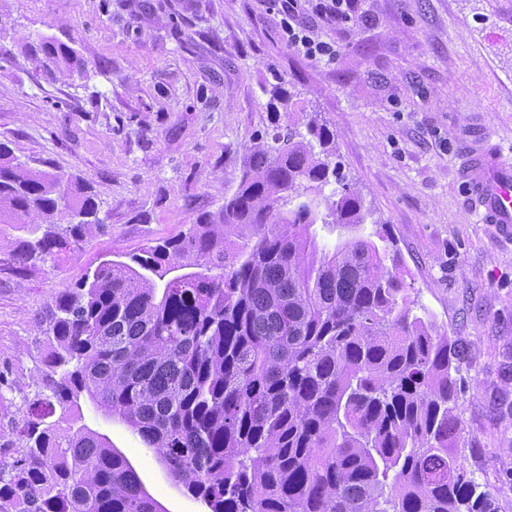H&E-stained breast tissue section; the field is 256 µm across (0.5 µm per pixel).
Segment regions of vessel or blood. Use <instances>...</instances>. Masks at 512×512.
<instances>
[{"label":"vessel or blood","mask_w":512,"mask_h":512,"mask_svg":"<svg viewBox=\"0 0 512 512\" xmlns=\"http://www.w3.org/2000/svg\"><path fill=\"white\" fill-rule=\"evenodd\" d=\"M460 178L474 200L482 223L512 237V156L492 143L483 122H475L465 136Z\"/></svg>","instance_id":"1"}]
</instances>
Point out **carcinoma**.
I'll list each match as a JSON object with an SVG mask.
<instances>
[{
	"label": "carcinoma",
	"mask_w": 512,
	"mask_h": 512,
	"mask_svg": "<svg viewBox=\"0 0 512 512\" xmlns=\"http://www.w3.org/2000/svg\"><path fill=\"white\" fill-rule=\"evenodd\" d=\"M32 52L45 69L76 64L50 38ZM270 94L295 111L284 89ZM304 126L254 145L219 211L99 264L36 315L48 351L26 413L0 432L13 449L0 512H155L128 459L76 426L84 398L208 512H498L452 446L461 346L413 313L385 227L319 247L314 224L355 230L367 213L329 160L335 133ZM102 227L88 183L0 141L15 270L56 267ZM175 265L193 272L174 281Z\"/></svg>",
	"instance_id": "carcinoma-1"
}]
</instances>
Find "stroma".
Segmentation results:
<instances>
[{
    "mask_svg": "<svg viewBox=\"0 0 512 512\" xmlns=\"http://www.w3.org/2000/svg\"><path fill=\"white\" fill-rule=\"evenodd\" d=\"M299 4L310 36L335 45L331 64L288 45L273 0H0V139L32 167L89 181L105 224L58 270L16 274L0 253V376L16 385L0 394V430L20 419L43 354L37 313L86 269L221 209L250 146L288 124L268 107L280 85L335 133V159L372 213L362 235L387 225L411 301L466 346L457 445L512 512V239L481 222L456 177L475 118L512 152V0H357L342 24ZM44 37L77 67H37L26 45ZM82 422L167 512H206L125 424L87 400Z\"/></svg>",
    "mask_w": 512,
    "mask_h": 512,
    "instance_id": "obj_1",
    "label": "stroma"
}]
</instances>
